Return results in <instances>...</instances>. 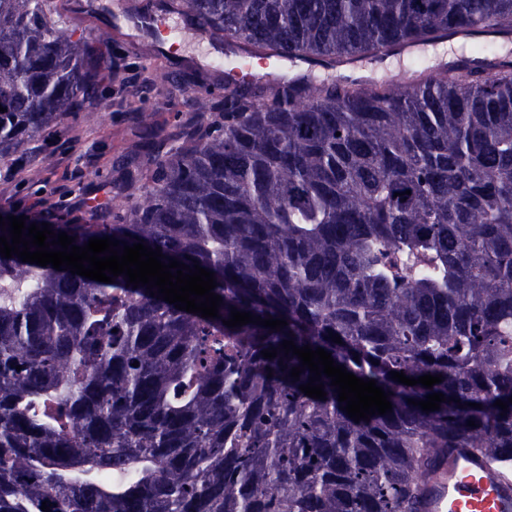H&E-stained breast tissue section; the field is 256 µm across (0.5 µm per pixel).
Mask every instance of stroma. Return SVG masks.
Wrapping results in <instances>:
<instances>
[{
  "instance_id": "obj_1",
  "label": "stroma",
  "mask_w": 512,
  "mask_h": 512,
  "mask_svg": "<svg viewBox=\"0 0 512 512\" xmlns=\"http://www.w3.org/2000/svg\"><path fill=\"white\" fill-rule=\"evenodd\" d=\"M52 2V19L65 21L87 45L97 46L104 74L102 93L89 102L90 116H65L14 155L0 158V204L17 215L51 220L62 214L69 223L89 224L93 206L112 204L110 181L116 165L144 161L141 131L134 119L138 109L152 112L155 129L163 137L189 117L186 94L153 83L154 73L173 62H187L199 74L201 90L223 93L224 45L171 13L167 20L178 30L175 45L168 50L153 46L129 22L131 8L142 0ZM104 27L111 41L96 45L95 37ZM46 152L52 153L53 163L40 182H32L27 160Z\"/></svg>"
}]
</instances>
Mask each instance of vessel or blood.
Returning a JSON list of instances; mask_svg holds the SVG:
<instances>
[{
	"label": "vessel or blood",
	"instance_id": "b4317fda",
	"mask_svg": "<svg viewBox=\"0 0 512 512\" xmlns=\"http://www.w3.org/2000/svg\"><path fill=\"white\" fill-rule=\"evenodd\" d=\"M418 512H512V470L469 448L433 458L421 481Z\"/></svg>",
	"mask_w": 512,
	"mask_h": 512
}]
</instances>
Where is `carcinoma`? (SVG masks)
<instances>
[{
  "label": "carcinoma",
  "mask_w": 512,
  "mask_h": 512,
  "mask_svg": "<svg viewBox=\"0 0 512 512\" xmlns=\"http://www.w3.org/2000/svg\"><path fill=\"white\" fill-rule=\"evenodd\" d=\"M165 6L234 54L224 95L190 97L210 121L183 126L166 152L139 110L152 187L100 224L50 229L199 264L219 316L122 275L0 256V290L26 285L0 299V512H416L437 453L512 463V62L476 50L371 85L233 75L237 53L336 68L402 42L511 37L512 0ZM48 10L0 0V157L86 111L102 84ZM160 79L196 83L185 67ZM142 179L123 163L113 188ZM233 307L287 326L228 327ZM285 340L375 380L392 412L354 422L324 374L326 397L306 396L311 373L290 377L301 362ZM392 371L442 382L407 386ZM432 393L447 398L438 410L408 403Z\"/></svg>",
  "instance_id": "carcinoma-1"
}]
</instances>
